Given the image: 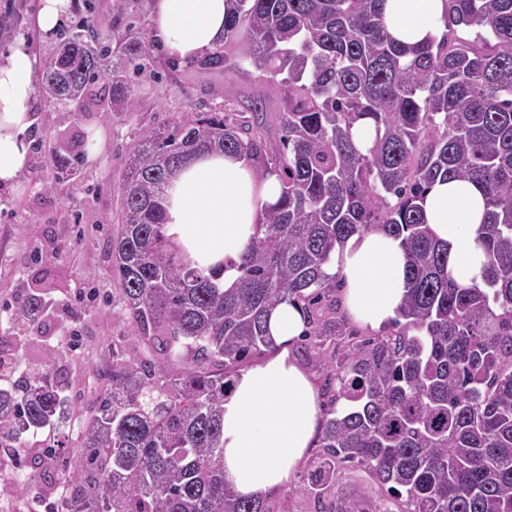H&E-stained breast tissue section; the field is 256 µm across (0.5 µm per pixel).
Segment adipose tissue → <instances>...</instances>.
Here are the masks:
<instances>
[{"instance_id": "adipose-tissue-1", "label": "adipose tissue", "mask_w": 512, "mask_h": 512, "mask_svg": "<svg viewBox=\"0 0 512 512\" xmlns=\"http://www.w3.org/2000/svg\"><path fill=\"white\" fill-rule=\"evenodd\" d=\"M229 0H153L151 41L183 63L224 42ZM384 24L396 40L416 45L446 30V0H385ZM35 61L25 35L0 55V188H18L31 161L28 130L36 88ZM278 173L256 179L247 160L230 153L192 157L165 191V237L180 257L204 272L219 271L234 287L239 257L260 235L262 217L280 197ZM433 236L448 246L449 272L461 286L482 285L488 257L483 242L486 198L461 180H436L421 201ZM330 273L342 283L347 316L379 331L392 323L408 291L407 257L400 239L380 229L350 236L337 246ZM277 349L242 369L224 399V481L239 496L262 498L288 488L307 461L323 415L311 375L291 352L305 329L290 302L270 314Z\"/></svg>"}]
</instances>
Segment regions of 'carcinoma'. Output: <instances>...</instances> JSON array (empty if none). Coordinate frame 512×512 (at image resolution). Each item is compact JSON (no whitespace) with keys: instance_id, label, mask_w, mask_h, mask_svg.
Masks as SVG:
<instances>
[{"instance_id":"carcinoma-1","label":"carcinoma","mask_w":512,"mask_h":512,"mask_svg":"<svg viewBox=\"0 0 512 512\" xmlns=\"http://www.w3.org/2000/svg\"><path fill=\"white\" fill-rule=\"evenodd\" d=\"M85 2L86 16L40 58L41 92L81 102L102 76L123 105L142 46L112 59ZM231 2L224 40L282 89L280 147H267L258 106L141 133L111 243L121 316L144 353L112 355L103 392L77 437L49 447L51 464L20 440L66 423L67 370L49 362L0 385V448L27 478L62 488L56 512H291L299 496L310 512H359L337 492L344 465L391 491L394 508L376 512H512V0H447L442 38L416 46L389 36L383 0ZM365 118L376 139L363 153L351 129ZM211 151L281 176L228 290L220 274L187 268L163 234L169 180ZM52 156L63 175L79 166L58 148ZM439 178L485 192L482 287L450 277L448 248L425 224L418 201ZM373 228L402 240L409 290L392 329L365 338L326 265L336 245ZM284 301L306 320L298 359L323 378L318 452L283 497L243 499L224 482V397L276 350L268 318ZM341 399L351 406L338 416Z\"/></svg>"}]
</instances>
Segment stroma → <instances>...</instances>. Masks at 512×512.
I'll list each match as a JSON object with an SVG mask.
<instances>
[{"label": "stroma", "instance_id": "stroma-1", "mask_svg": "<svg viewBox=\"0 0 512 512\" xmlns=\"http://www.w3.org/2000/svg\"><path fill=\"white\" fill-rule=\"evenodd\" d=\"M93 2L99 42L112 45L128 33L147 42L151 0ZM223 52L229 64L210 69L172 61L149 46L132 75L133 101L122 108L105 98L100 81L79 103L34 99L31 142L70 145L83 160L58 183L47 153L32 150L19 188H0V356L6 370L17 374L61 356L72 383L65 391L72 425H79L104 386L113 352L138 350L112 300L119 284L111 273L109 237L119 222L125 160L140 132L199 112H244L259 98L266 104V142L280 145L279 86L241 58L235 44H224ZM33 288L41 289L44 302L35 321L20 308ZM58 496L38 482L19 483L14 459L0 448L5 512H29L33 500L49 503Z\"/></svg>", "mask_w": 512, "mask_h": 512}]
</instances>
